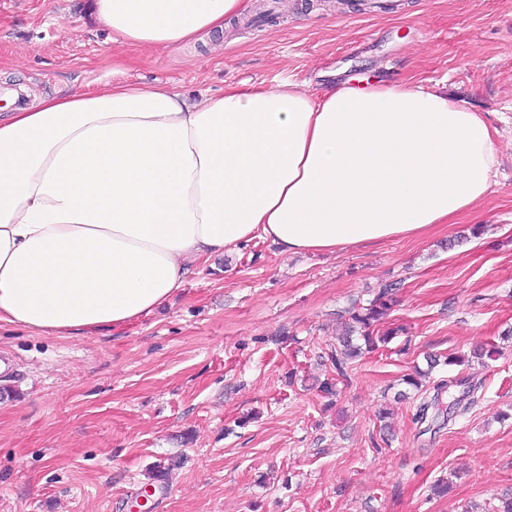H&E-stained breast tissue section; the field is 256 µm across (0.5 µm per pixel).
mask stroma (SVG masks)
<instances>
[{"label":"stroma","mask_w":512,"mask_h":512,"mask_svg":"<svg viewBox=\"0 0 512 512\" xmlns=\"http://www.w3.org/2000/svg\"><path fill=\"white\" fill-rule=\"evenodd\" d=\"M379 2L273 0L277 22L234 20L222 48L139 53L116 73L87 0H0L1 117L9 84L33 98L115 76L217 98L381 78L443 89L500 149L485 197L427 235L292 256L257 237L193 265L131 325L65 338L1 324L0 512H493L512 496V0ZM392 282L395 338L326 397L314 382L333 373L346 309ZM490 346L497 360L430 368L395 401L427 355ZM442 379L456 395L479 384L475 404L417 420Z\"/></svg>","instance_id":"35a3bbf8"}]
</instances>
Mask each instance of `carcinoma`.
Listing matches in <instances>:
<instances>
[{"label":"carcinoma","instance_id":"1","mask_svg":"<svg viewBox=\"0 0 512 512\" xmlns=\"http://www.w3.org/2000/svg\"><path fill=\"white\" fill-rule=\"evenodd\" d=\"M395 289L393 283L386 284L381 288L375 299L365 306L353 304L349 311L348 323L345 332L339 338V346L328 354V358L336 372V376H345L346 369L351 360L358 358L362 350L375 351L379 345L388 343L392 332L388 331L382 336L374 335L376 327L382 323L390 314L395 304ZM451 381H441L435 385L436 395L434 401H439L442 394H448V414L453 416L467 409L466 401L470 400L476 386L471 385L460 396H453L450 388Z\"/></svg>","mask_w":512,"mask_h":512}]
</instances>
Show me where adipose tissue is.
<instances>
[{"label":"adipose tissue","instance_id":"1","mask_svg":"<svg viewBox=\"0 0 512 512\" xmlns=\"http://www.w3.org/2000/svg\"><path fill=\"white\" fill-rule=\"evenodd\" d=\"M252 0H93L121 51L223 35ZM0 323L38 335L119 328L190 268L259 237L332 253L416 237L487 193L486 121L436 89L303 81L192 99L103 82L0 119Z\"/></svg>","mask_w":512,"mask_h":512}]
</instances>
